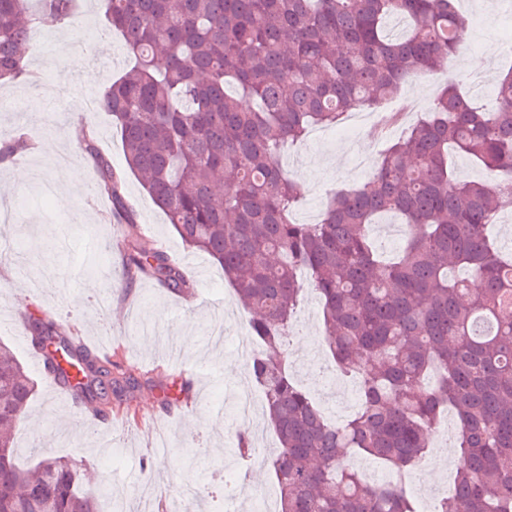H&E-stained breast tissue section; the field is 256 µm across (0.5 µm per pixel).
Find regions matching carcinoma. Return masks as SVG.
<instances>
[{
    "instance_id": "1",
    "label": "carcinoma",
    "mask_w": 512,
    "mask_h": 512,
    "mask_svg": "<svg viewBox=\"0 0 512 512\" xmlns=\"http://www.w3.org/2000/svg\"><path fill=\"white\" fill-rule=\"evenodd\" d=\"M0 0V80L28 75L33 26H51L74 0ZM134 66L106 86L99 108L119 130L128 171L192 252L224 272L258 343L244 365L262 389L278 447L269 463L278 512H416L405 483L367 481L350 461L374 457L400 475L454 413L461 462L454 491L431 512H512V256L486 232L512 209V67L493 104L474 106L459 84L438 88L430 111L387 142L372 178L336 191L321 220L301 224L300 186L281 166L313 126L379 110L419 74H436L461 48L459 0H101ZM410 20L399 37L386 22ZM97 192L131 228L124 174L84 126ZM31 149L12 135L0 159ZM470 156L483 181L454 175L448 156ZM404 218L408 241L387 259L373 246L375 217ZM124 272L193 295L185 267L136 235ZM322 304L324 338L358 383L357 411L331 423L296 383L285 339L304 287ZM30 342L76 401L98 412L134 381L110 356L28 317ZM35 381L0 341V512H99L86 474L63 457L16 460L14 435ZM237 456L255 454L238 433Z\"/></svg>"
}]
</instances>
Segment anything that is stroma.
Instances as JSON below:
<instances>
[{"label":"stroma","instance_id":"1","mask_svg":"<svg viewBox=\"0 0 512 512\" xmlns=\"http://www.w3.org/2000/svg\"><path fill=\"white\" fill-rule=\"evenodd\" d=\"M461 6L471 21L466 52L486 57L487 82L474 87L470 72L455 60L443 68L439 82L413 79L397 95L416 102L412 119L429 111L439 83L458 78L476 105L491 104L498 72L512 66L505 51L512 41V0H461ZM104 28L98 0H79L75 14L47 27L49 48L29 52L28 77L0 84V134L21 129L35 144L21 157L29 181L14 183L9 169L0 166V204L15 208L13 222H0V250L22 249L20 261L0 259V319L20 309L68 318L75 339L89 348L98 341L106 344L132 368L139 385L113 401L111 434L90 435L84 407L51 393L24 339L25 328L0 333L37 382L26 422L15 436L18 459L28 467L46 455L81 462L112 499L129 503L128 512H137L144 497L153 499L154 512H167L173 495L200 498L206 512H254L249 499L226 495L222 483L225 474L236 472L253 487H277L267 463H242L232 454L238 426L227 397L246 387L248 378L231 355L249 336L247 313L221 269L203 253L193 259L207 276L197 281L192 299L147 278L125 288L124 235L110 212L96 213L83 198L84 185L97 171L78 147L80 125L98 130V148L115 169L126 167L109 113L85 109L88 97L99 96L131 66L121 37ZM385 143L370 122L312 128L304 142L284 154L301 186L297 220L321 214L334 190L367 183ZM65 155L77 171L76 185L67 189L57 184L58 160ZM123 190L142 234L170 256H184L165 215L133 175H126ZM80 294L84 305L69 307L68 298ZM322 334V308L312 293L297 312L290 341L298 362L295 376L327 414L347 417L356 404L345 401L344 388L328 386L326 376L335 367L319 345ZM433 444L434 452L406 474L419 510L449 491L456 471L447 455L458 447L456 433L434 438Z\"/></svg>","mask_w":512,"mask_h":512}]
</instances>
